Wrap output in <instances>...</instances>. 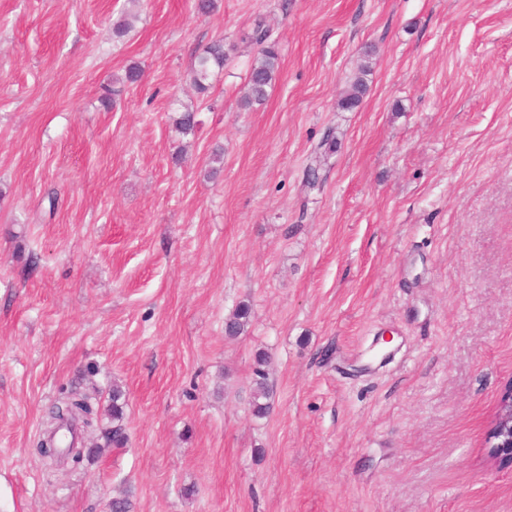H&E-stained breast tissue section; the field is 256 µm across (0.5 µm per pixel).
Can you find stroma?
Instances as JSON below:
<instances>
[{"label":"stroma","instance_id":"35a3bbf8","mask_svg":"<svg viewBox=\"0 0 512 512\" xmlns=\"http://www.w3.org/2000/svg\"><path fill=\"white\" fill-rule=\"evenodd\" d=\"M196 4L0 0V512H512L487 442L512 387V0ZM259 23L280 73L246 108ZM77 385L90 453L45 467ZM227 54L224 51V43L215 41L208 45L203 52L196 56L193 68L190 72V80L197 90L204 92L208 87V80L214 68H224ZM251 320V308L248 304H240L233 313L224 320V335L236 338L243 335ZM256 369L254 386L251 391L250 406L253 414L264 417L269 414L271 409L272 388L267 382L266 367L270 365L269 357L266 353L258 354L256 358ZM125 393L121 386L112 387V407L110 409L112 416V428L104 431L103 438L106 445H112L113 448H123L127 443V435L123 426L125 411ZM93 416L94 410L90 398L77 392H73L65 399L54 404L48 412L50 427L57 425L58 432L66 426H75L71 420L76 417L87 428H90L93 426Z\"/></svg>","mask_w":512,"mask_h":512}]
</instances>
